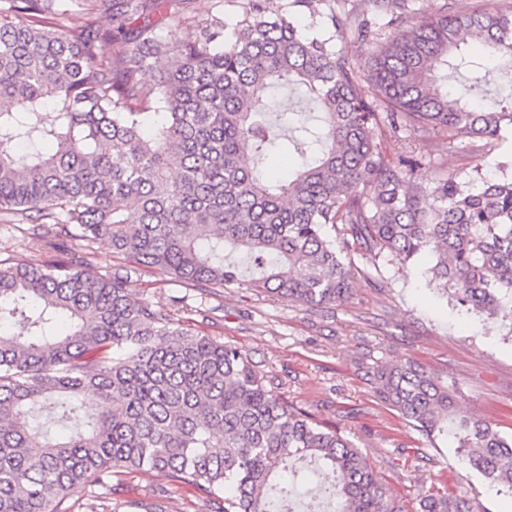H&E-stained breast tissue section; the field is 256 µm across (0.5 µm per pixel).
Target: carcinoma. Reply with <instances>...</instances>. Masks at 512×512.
<instances>
[{
	"mask_svg": "<svg viewBox=\"0 0 512 512\" xmlns=\"http://www.w3.org/2000/svg\"><path fill=\"white\" fill-rule=\"evenodd\" d=\"M182 40L152 35L192 19L189 0H0V214L34 223L60 250L0 262V512H66L88 486L157 470L220 503L274 512L277 470L321 463L340 512H403L368 457L276 391L247 354L193 334L132 283L153 268L195 288H254L312 313L349 304L354 279L378 284L395 262L431 256L430 281L456 305L512 321V180L480 187L442 175L411 181L377 139L410 130L496 139L512 104L475 105L448 81L483 73L476 97L512 86V9L448 12L403 28L409 0H235ZM312 32L298 29L299 17ZM398 24L382 37L375 19ZM372 48L361 75L336 33ZM491 57L510 62L492 70ZM293 87L320 125L271 119L270 91ZM315 146L286 182L242 165L278 141ZM50 143L53 151L30 150ZM99 239L129 258L104 276ZM362 259L366 267L356 261ZM376 393L427 438L447 430L469 466L512 492V439L460 410L456 391L411 360L374 362ZM422 512H473L454 487Z\"/></svg>",
	"mask_w": 512,
	"mask_h": 512,
	"instance_id": "cac0c4a2",
	"label": "carcinoma"
}]
</instances>
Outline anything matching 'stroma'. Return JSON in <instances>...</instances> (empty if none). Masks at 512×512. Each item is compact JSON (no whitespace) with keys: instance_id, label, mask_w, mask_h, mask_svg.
<instances>
[{"instance_id":"stroma-1","label":"stroma","mask_w":512,"mask_h":512,"mask_svg":"<svg viewBox=\"0 0 512 512\" xmlns=\"http://www.w3.org/2000/svg\"><path fill=\"white\" fill-rule=\"evenodd\" d=\"M445 5L484 12L508 9L512 0H410V25ZM429 151L413 173L415 183L426 187L441 165L464 179L512 176L511 128L488 142L438 139ZM43 253L29 224L0 220L1 260L26 261ZM421 270L418 263L390 266L381 288L356 278L351 303L325 314L245 288L205 292L152 268L143 269L134 292L193 332L243 350L294 404L342 428L407 512H417L433 485L466 492L478 512H512V495L489 487L450 441L427 439L384 405L361 367L371 358L392 364L413 359L447 377L464 411L512 435V322L460 311L427 285ZM167 483L158 472L121 474L113 482L111 512H131V503L152 498Z\"/></svg>"}]
</instances>
